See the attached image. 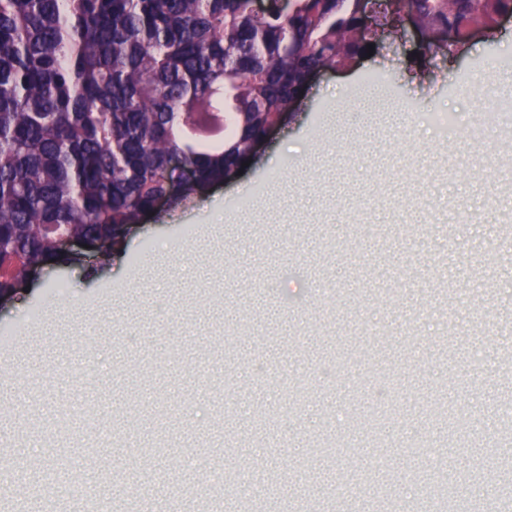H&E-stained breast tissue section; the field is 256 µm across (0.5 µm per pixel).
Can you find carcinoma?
I'll list each match as a JSON object with an SVG mask.
<instances>
[{
    "label": "carcinoma",
    "mask_w": 512,
    "mask_h": 512,
    "mask_svg": "<svg viewBox=\"0 0 512 512\" xmlns=\"http://www.w3.org/2000/svg\"><path fill=\"white\" fill-rule=\"evenodd\" d=\"M400 24L491 26L474 0H0V291L31 267L75 261L82 238L107 266L159 196L191 200L251 161L309 76L373 44L367 4ZM233 113L239 135L224 134ZM192 169L175 182L170 163ZM512 473V448L423 477L434 512H480L477 473Z\"/></svg>",
    "instance_id": "carcinoma-1"
}]
</instances>
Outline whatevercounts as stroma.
<instances>
[{
    "label": "stroma",
    "instance_id": "35a3bbf8",
    "mask_svg": "<svg viewBox=\"0 0 512 512\" xmlns=\"http://www.w3.org/2000/svg\"><path fill=\"white\" fill-rule=\"evenodd\" d=\"M481 85L512 111V19L461 61L385 38L316 78L242 174L133 225L103 275L48 267L1 299L0 468L26 512H48L29 498L46 481L74 492L70 512L90 489L116 512L134 486L120 449L161 512H321L341 487L363 512H421L404 475L427 467L406 444L445 436L423 401L483 420L449 466L511 440L494 411L512 347L492 317L512 311V120L482 143L423 122L481 111ZM464 339L487 366L464 359ZM339 427L355 458L317 454ZM62 429L99 437L44 453ZM216 466L252 467L263 486L220 502Z\"/></svg>",
    "mask_w": 512,
    "mask_h": 512
}]
</instances>
